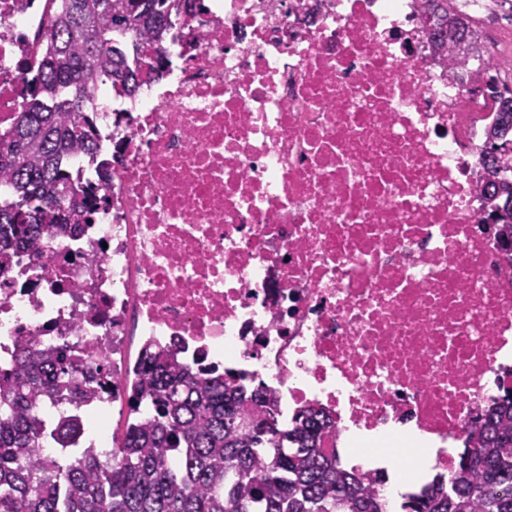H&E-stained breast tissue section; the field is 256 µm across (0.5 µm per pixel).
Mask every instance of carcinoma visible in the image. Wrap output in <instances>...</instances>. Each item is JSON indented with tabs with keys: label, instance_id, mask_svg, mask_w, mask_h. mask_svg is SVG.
<instances>
[{
	"label": "carcinoma",
	"instance_id": "cac0c4a2",
	"mask_svg": "<svg viewBox=\"0 0 512 512\" xmlns=\"http://www.w3.org/2000/svg\"><path fill=\"white\" fill-rule=\"evenodd\" d=\"M204 0H50L35 36L39 68L11 134L0 138V176L14 198L0 204V276L11 259L58 225L79 194L61 171L71 150L98 154L88 112L98 83L134 94L166 72L163 44L182 36L183 19ZM433 46L458 56L477 49V31L455 0H421ZM498 119L483 147L484 199L492 223L512 238V89L496 88ZM67 346L18 350L0 369V512H386L385 503L336 449L324 447L333 420L320 408L298 410L288 425L263 383L194 370L169 348L145 345L129 415L151 402L147 421L127 420L112 463L88 448L68 463L43 457V404L67 391L92 390L76 376ZM81 432L59 418L50 440L65 452ZM404 512H512V391L466 430L450 479L436 475Z\"/></svg>",
	"mask_w": 512,
	"mask_h": 512
}]
</instances>
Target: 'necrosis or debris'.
Listing matches in <instances>:
<instances>
[{
  "label": "necrosis or debris",
  "instance_id": "necrosis-or-debris-1",
  "mask_svg": "<svg viewBox=\"0 0 512 512\" xmlns=\"http://www.w3.org/2000/svg\"><path fill=\"white\" fill-rule=\"evenodd\" d=\"M48 0H0V137L29 98ZM164 77L100 84L101 152L65 171L98 207L0 277V366L25 344L102 360L80 447L113 445L136 343L261 381L289 421L421 474L512 389V266L481 149L512 56L439 55L418 0H206Z\"/></svg>",
  "mask_w": 512,
  "mask_h": 512
}]
</instances>
